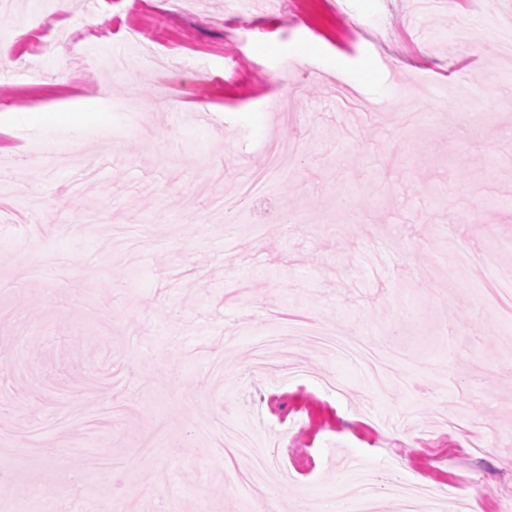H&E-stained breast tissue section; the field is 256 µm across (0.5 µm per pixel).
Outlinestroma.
Returning a JSON list of instances; mask_svg holds the SVG:
<instances>
[{
  "label": "stroma",
  "instance_id": "1",
  "mask_svg": "<svg viewBox=\"0 0 512 512\" xmlns=\"http://www.w3.org/2000/svg\"><path fill=\"white\" fill-rule=\"evenodd\" d=\"M153 2L131 17L133 0L0 13L12 60L36 74L0 68V430L10 454L42 458L9 471L0 512H60L63 460L69 512H250L268 498L291 512L334 502L352 461L376 474L379 512L410 480L468 481L462 512H500L512 349L498 338L512 315L491 290L512 239V62L493 40L512 0L424 13L413 0H185L161 15ZM16 10L57 23L43 37ZM130 20L165 50L142 56ZM460 80L485 109L445 98ZM46 109L73 121L17 119ZM275 145L287 175L243 192ZM217 196L238 220H206ZM457 248L478 258L462 278ZM48 263L56 278L39 276ZM277 317L396 333L408 385L297 339L292 363L336 377L340 395L257 370ZM231 424L277 454L275 477L225 482L245 461L216 460L200 430Z\"/></svg>",
  "mask_w": 512,
  "mask_h": 512
}]
</instances>
